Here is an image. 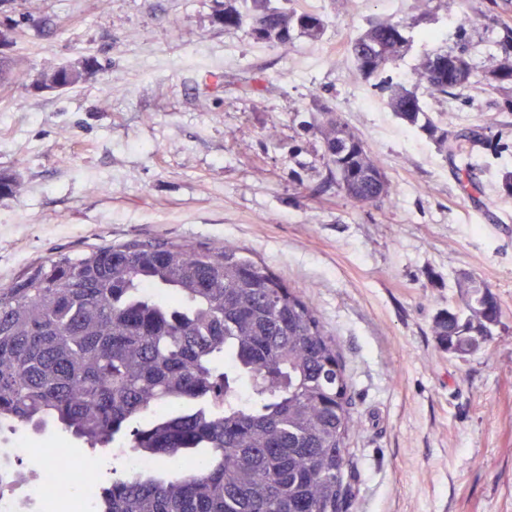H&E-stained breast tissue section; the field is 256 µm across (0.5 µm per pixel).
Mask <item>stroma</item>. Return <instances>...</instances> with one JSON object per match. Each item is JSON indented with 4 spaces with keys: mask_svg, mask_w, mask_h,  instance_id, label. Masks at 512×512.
Segmentation results:
<instances>
[{
    "mask_svg": "<svg viewBox=\"0 0 512 512\" xmlns=\"http://www.w3.org/2000/svg\"><path fill=\"white\" fill-rule=\"evenodd\" d=\"M221 2L0 0L17 68L95 63L64 91L0 83V172L20 182L0 198V284L111 241L238 245L303 293L339 345L357 423L342 512H512V84L486 76L512 0H448L426 22L432 39L388 69L399 80L423 53L465 47L478 82L420 95L440 128L489 137L465 176L353 75L351 39L421 0H297L326 28L285 55L225 31ZM465 13L490 21L463 30ZM319 102L386 172L381 209L358 211L325 182ZM465 276L492 285L502 318L489 348L459 357L432 325Z\"/></svg>",
    "mask_w": 512,
    "mask_h": 512,
    "instance_id": "1",
    "label": "stroma"
}]
</instances>
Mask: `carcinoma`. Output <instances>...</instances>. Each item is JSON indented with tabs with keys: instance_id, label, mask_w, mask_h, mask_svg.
I'll return each instance as SVG.
<instances>
[{
	"instance_id": "obj_1",
	"label": "carcinoma",
	"mask_w": 512,
	"mask_h": 512,
	"mask_svg": "<svg viewBox=\"0 0 512 512\" xmlns=\"http://www.w3.org/2000/svg\"><path fill=\"white\" fill-rule=\"evenodd\" d=\"M295 2L224 0L220 20L286 52L325 30ZM420 22L379 20L356 36L354 76L368 83L396 63ZM91 68L41 71L74 86ZM491 73L512 84V59ZM475 77L463 52L444 49L381 88L402 122L467 157L480 134L437 127L417 90L460 94ZM316 130L346 198L362 211L390 199L386 173L337 113L324 109ZM458 288L462 305L439 312L433 331L441 349L469 355L494 342L502 314L492 285L465 277ZM50 424L93 451L116 445L153 461L132 476L112 467L94 512H340L350 495L356 421L337 341L302 293L234 244L107 243L0 285V431ZM174 458L203 468L174 470Z\"/></svg>"
}]
</instances>
